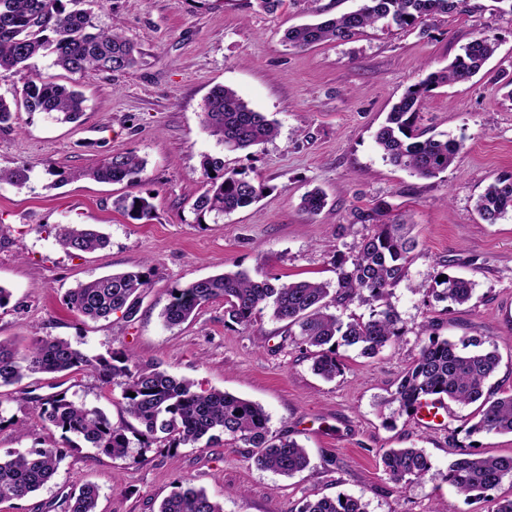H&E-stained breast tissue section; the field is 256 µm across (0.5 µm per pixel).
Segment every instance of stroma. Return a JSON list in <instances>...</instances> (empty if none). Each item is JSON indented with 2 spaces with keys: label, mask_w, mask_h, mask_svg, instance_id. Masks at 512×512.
<instances>
[{
  "label": "stroma",
  "mask_w": 512,
  "mask_h": 512,
  "mask_svg": "<svg viewBox=\"0 0 512 512\" xmlns=\"http://www.w3.org/2000/svg\"><path fill=\"white\" fill-rule=\"evenodd\" d=\"M360 5L281 0L267 12L256 0H92L100 25L119 27L137 43L140 66L71 74L53 67L51 57L32 60L43 79L76 86L86 110L75 123L22 111L13 128L0 129V169L30 171L25 187L0 183V286L11 292L0 309V337H59L92 354L127 349L202 388L257 402L273 434L307 449L310 466L291 478L261 470L250 449L227 439L208 448L135 446L125 459L66 445L34 412V398L66 390L120 425L129 420L120 394L88 372L35 374L4 390L13 421L0 426V456L51 446L66 456L44 489L1 503L0 512H67L68 495L87 481L100 488V512H158L181 478L224 512H291L305 497L340 493L362 498L368 512H484L485 503L448 485V465L467 443L485 456H511L512 434L466 436L475 408L453 402L447 428L427 429L389 398L432 332L493 343L500 365L489 384L512 391V213L488 224L474 210L490 182L512 176V92L500 80L512 75V5L467 0L460 13L404 30L379 23L352 40L311 48L283 40L286 29L313 22L316 13L336 16ZM480 30L496 38L495 54L469 81L433 90L421 112L422 129L463 142L453 165L421 178L384 161L375 133L393 104ZM217 85L275 120L277 138L230 152L209 136L201 115ZM130 151L146 161L137 191L153 196L149 221L113 208L126 185L74 176ZM206 155L263 183L261 198L197 223L191 192L201 185ZM315 187L328 204L311 215L300 202ZM396 218L413 224L418 240L409 279L390 297L405 334L374 358L339 347L343 371L334 380L313 372L270 311L237 324L217 300L182 326L162 321L172 288L225 270L335 280L337 256H351L373 225ZM64 224L97 227L109 245L67 254L56 241ZM145 261L150 277L134 321H85L66 308L65 295L78 282ZM443 273L475 281L468 304L427 303L413 293ZM407 447L425 450L431 479L396 484L385 474L380 450Z\"/></svg>",
  "instance_id": "35a3bbf8"
}]
</instances>
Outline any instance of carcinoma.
<instances>
[{"label": "carcinoma", "mask_w": 512, "mask_h": 512, "mask_svg": "<svg viewBox=\"0 0 512 512\" xmlns=\"http://www.w3.org/2000/svg\"><path fill=\"white\" fill-rule=\"evenodd\" d=\"M84 0H0V80H8L29 68L37 56L53 57V65L72 74L88 71L123 72L138 65L142 52L118 29L99 27L91 11L80 7ZM74 8H68V5ZM464 0H363L352 12L318 23L288 29V44L307 48L325 42L348 41L379 22L399 28L412 26L436 15L463 11ZM497 49V40L476 33L445 68L403 95L376 133V143L389 164L421 178L446 171L463 144L440 135L425 136L418 126L420 112L429 93L440 86L465 81L479 73ZM57 115L72 122L85 110V98L77 90L26 76L20 97L9 104L0 95V128L14 123L19 111ZM204 130L228 151L264 144L278 135L275 121L253 108L225 85L209 92L202 117ZM202 192L193 209L197 220L216 219L245 208L263 194L264 185L224 167L220 157L204 156ZM146 162L131 152L112 154L102 163L71 174L102 183H124L134 188L143 180ZM29 181L28 169L17 166L0 170V182L22 187ZM115 209L134 220L153 217L151 197L128 192L113 199ZM327 205L319 188L307 191L301 208L320 213ZM475 210L488 224L512 213V178H497L475 201ZM411 225L395 220L378 224L360 238L354 254L336 258V282L284 281L279 277L253 278L244 270L225 271L171 290V300L161 317L169 327L194 317L204 305L224 300V313L237 324H248L254 315L271 309L284 333L293 336L311 354L313 371L326 380L342 372L336 348L354 346L364 357L374 358L394 346L403 335L398 312L388 302L392 288L408 277L412 252L418 242L410 236ZM60 246L71 255L93 252L108 244L107 237L80 224L58 227ZM148 280L143 270L116 272L80 283L65 296V304L78 317L108 320L121 313L130 321L138 312ZM475 282L444 275L428 289L441 302L468 303ZM359 298L374 305L368 317L352 316L345 322L330 308L345 307ZM499 366L494 349L484 341L462 336L450 341L429 336L410 366L400 377L392 401L407 414L427 401L450 400L477 405L475 422L467 436L480 433L512 434V392L497 393L486 388ZM92 372L104 385L121 389L126 413L137 426L114 425L103 410L90 407L59 391L35 400L34 408L48 425L61 431L66 441L75 437L90 448L113 458H124L132 441L147 447L160 441L173 448L210 446L224 435L252 449L255 465L285 477L309 466L305 448L297 441L271 432L270 416L252 401L219 389H203L154 362L134 354L113 351L90 356L69 340L36 338L24 347L11 339H0V388L10 387L34 374ZM136 396L130 397L128 393ZM65 458L59 448H34L0 459V503L22 499L52 481ZM383 471L395 483L423 480L431 469L421 448H384L380 454ZM448 484L457 493L488 503L487 512H512V497L493 495L504 480L512 481V456L495 457L460 450L448 465ZM99 486L85 482L69 496L68 512H98ZM158 512H223V506L203 489L180 480L161 502ZM290 512H367L359 497L323 496L305 498Z\"/></svg>", "instance_id": "carcinoma-1"}]
</instances>
